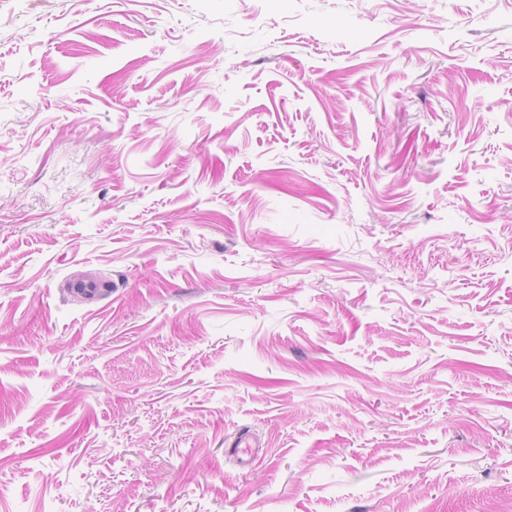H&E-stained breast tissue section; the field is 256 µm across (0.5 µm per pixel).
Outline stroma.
<instances>
[{"instance_id": "stroma-1", "label": "stroma", "mask_w": 512, "mask_h": 512, "mask_svg": "<svg viewBox=\"0 0 512 512\" xmlns=\"http://www.w3.org/2000/svg\"><path fill=\"white\" fill-rule=\"evenodd\" d=\"M0 512H512V0H0Z\"/></svg>"}]
</instances>
